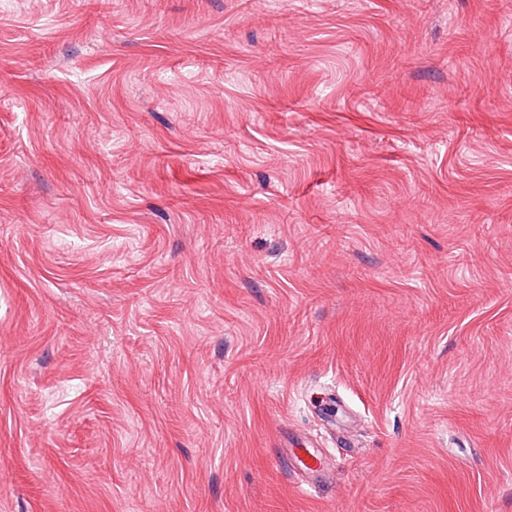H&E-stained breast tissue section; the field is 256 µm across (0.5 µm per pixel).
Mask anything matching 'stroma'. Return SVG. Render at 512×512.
Masks as SVG:
<instances>
[{"label": "stroma", "instance_id": "1", "mask_svg": "<svg viewBox=\"0 0 512 512\" xmlns=\"http://www.w3.org/2000/svg\"><path fill=\"white\" fill-rule=\"evenodd\" d=\"M0 512H512V0H0Z\"/></svg>", "mask_w": 512, "mask_h": 512}]
</instances>
